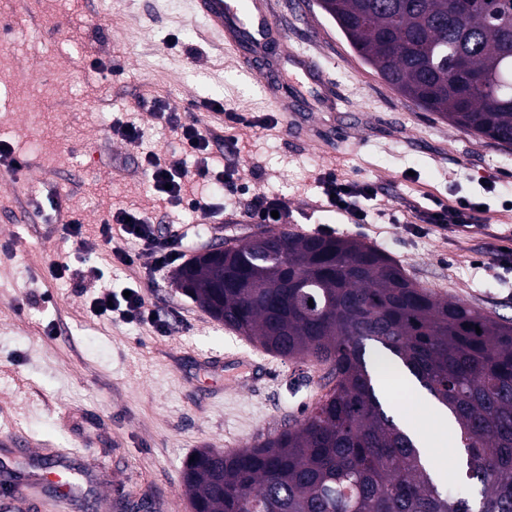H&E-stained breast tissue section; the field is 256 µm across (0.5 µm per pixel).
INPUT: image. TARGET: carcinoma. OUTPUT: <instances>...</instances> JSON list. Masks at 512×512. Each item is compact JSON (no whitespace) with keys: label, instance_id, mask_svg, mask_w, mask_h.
Returning a JSON list of instances; mask_svg holds the SVG:
<instances>
[{"label":"carcinoma","instance_id":"1","mask_svg":"<svg viewBox=\"0 0 512 512\" xmlns=\"http://www.w3.org/2000/svg\"><path fill=\"white\" fill-rule=\"evenodd\" d=\"M327 15L402 97L512 147V0H331ZM175 283L224 326L332 384L293 425L233 453L204 448L183 482L201 512H512V320L410 279L356 240L267 227L182 265ZM481 333H476V330ZM372 343L455 417L477 503L431 478L376 393Z\"/></svg>","mask_w":512,"mask_h":512}]
</instances>
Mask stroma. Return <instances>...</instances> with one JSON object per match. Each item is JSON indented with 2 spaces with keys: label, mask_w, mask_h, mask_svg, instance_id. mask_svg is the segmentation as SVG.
Returning a JSON list of instances; mask_svg holds the SVG:
<instances>
[{
  "label": "stroma",
  "mask_w": 512,
  "mask_h": 512,
  "mask_svg": "<svg viewBox=\"0 0 512 512\" xmlns=\"http://www.w3.org/2000/svg\"><path fill=\"white\" fill-rule=\"evenodd\" d=\"M0 0V140L26 160L14 186L0 190V425L27 438L34 452L16 458L0 444V470L18 477V491L37 512H129L142 500L150 512H191L182 482L188 457L200 448L235 452L262 443L300 420L324 395L325 365L287 359L226 329L154 271L148 255L115 279L140 286L172 333L90 317V297L65 282L42 280L44 267L67 258L75 267L106 266L110 248L98 229L118 202L151 208L141 159L178 143L141 97L185 107L186 117L214 125L201 102L224 99L262 128L224 129L211 149L215 169L234 165L249 194L225 204L223 215L170 212L189 254L215 242L236 243L258 232L246 216L253 195L278 205L289 229L372 245L399 261L407 275L440 297L461 300L512 320V282L482 262L512 253V225L501 210L512 198V147L479 138L426 112L364 64L317 0H271L288 51L313 57L322 80L311 114L322 136L292 134L285 115L247 78L238 60L217 49L191 0ZM114 58L122 74L94 72V59ZM134 122L140 143L121 140L112 120ZM377 187L368 223L348 224L314 212L319 173ZM56 191L59 215L40 209ZM486 205L478 225L443 230L392 224L389 213L428 206L430 197ZM78 215L89 251L63 239L62 224ZM264 359L258 375L242 356ZM402 369L387 373L377 392L390 411L428 421ZM65 465L81 501L58 493Z\"/></svg>",
  "instance_id": "35a3bbf8"
}]
</instances>
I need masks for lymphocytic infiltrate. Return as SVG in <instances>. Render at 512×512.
<instances>
[{"label":"lymphocytic infiltrate","mask_w":512,"mask_h":512,"mask_svg":"<svg viewBox=\"0 0 512 512\" xmlns=\"http://www.w3.org/2000/svg\"><path fill=\"white\" fill-rule=\"evenodd\" d=\"M138 106L151 112L180 141L183 156L161 157L146 153L141 166L147 178L150 193L172 208L215 216L216 209L207 193L198 191V184L215 186L234 194L238 191L237 171L232 167L213 170L209 165L211 145L216 136L212 129L202 128L198 121L185 119L178 106L158 98H140ZM327 208L345 216L350 223L368 221L367 203L376 198L374 186L339 177L335 171L323 172L317 179ZM479 211L478 203L459 201L453 204L436 203L435 207L416 210L413 219L418 224H432L440 228L473 227ZM99 236L111 244L115 263L128 267L134 264L137 254L126 250L125 242L141 246L153 258L155 270H163L185 258L184 237L179 233L161 235L147 212L131 207L112 208L99 228ZM100 291L91 303L95 316L109 320L119 317L123 321L147 325L159 335H169L168 326L150 308L140 289H132L130 296L117 293L102 272H95Z\"/></svg>","instance_id":"1"}]
</instances>
